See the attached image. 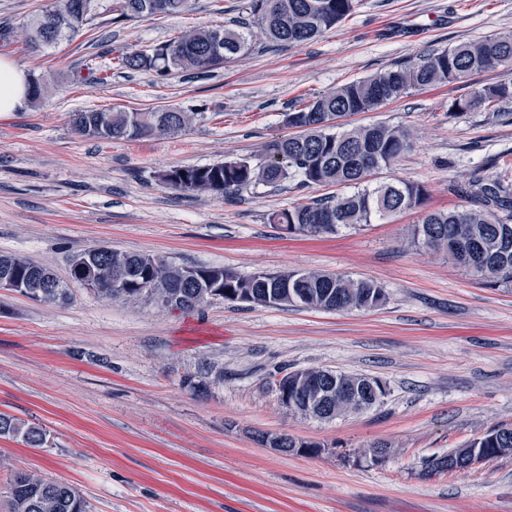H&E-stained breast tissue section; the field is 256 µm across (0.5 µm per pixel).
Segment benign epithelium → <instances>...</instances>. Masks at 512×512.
Segmentation results:
<instances>
[{
  "label": "benign epithelium",
  "mask_w": 512,
  "mask_h": 512,
  "mask_svg": "<svg viewBox=\"0 0 512 512\" xmlns=\"http://www.w3.org/2000/svg\"><path fill=\"white\" fill-rule=\"evenodd\" d=\"M379 384L380 380L377 378L336 373L323 368L282 372L273 381L278 398L287 405V411L312 415L323 420H332L372 407L366 397L369 390ZM284 438L286 435L283 433H269L266 435V445L281 454L323 452L321 448H283L281 444ZM390 453L391 450L387 447L363 448L353 455V462L380 464ZM455 454L457 472L470 471L487 461V455L482 448L465 445L455 449Z\"/></svg>",
  "instance_id": "7a95c632"
}]
</instances>
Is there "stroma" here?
I'll use <instances>...</instances> for the list:
<instances>
[{
	"mask_svg": "<svg viewBox=\"0 0 512 512\" xmlns=\"http://www.w3.org/2000/svg\"><path fill=\"white\" fill-rule=\"evenodd\" d=\"M52 0H0V56L54 79L37 107L0 113V254L68 274V256L109 246L182 266L322 271L380 283L373 311L270 308L216 301L190 312L140 300L104 302L72 287L64 304L0 289V412L42 426L43 447L0 438V512L14 471L70 483L91 512H512V455L466 472L427 475L436 456L496 425L512 426V286L477 282L445 254L412 241L432 211L466 206L463 187L512 169V101L457 112L451 103L502 79L495 70L409 91L348 127L401 126L414 149L380 171L424 186L421 207L318 237L290 235L268 213L325 190L255 185L235 198L174 192L173 166L259 158L289 134L299 100L400 62L512 34V0H356L318 39L251 50L192 78L114 69L149 48L245 17L249 0H191L188 12L116 22L95 0L75 39L40 55L25 23ZM108 72L104 84L73 79ZM177 107L195 112L175 136L84 139L71 113ZM211 367L201 394L183 385ZM319 367L387 385L373 409L325 422L287 412L271 386L281 371ZM285 433L323 446L283 455L257 442ZM382 443L380 465L355 450Z\"/></svg>",
	"mask_w": 512,
	"mask_h": 512,
	"instance_id": "1",
	"label": "stroma"
}]
</instances>
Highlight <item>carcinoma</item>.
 Segmentation results:
<instances>
[{
  "instance_id": "obj_1",
  "label": "carcinoma",
  "mask_w": 512,
  "mask_h": 512,
  "mask_svg": "<svg viewBox=\"0 0 512 512\" xmlns=\"http://www.w3.org/2000/svg\"><path fill=\"white\" fill-rule=\"evenodd\" d=\"M92 0H53L50 9L29 19L26 42L31 53L56 47L79 34L91 16ZM190 0H112L114 20L148 16H174L189 9ZM356 0H251L250 20L229 26L198 29L175 36L150 49L128 47L118 57L119 68L152 71L160 77L175 72L206 74L234 60L251 48L248 36L255 28L268 42L280 46L303 45L345 21ZM512 66V34L462 42L433 52L415 63H397L364 79L346 83L316 96L300 109L286 114L288 126L299 133L273 140L264 147V160L247 158L208 165L171 167L157 178L178 192L233 197L256 184L280 186L299 180L302 187L336 185L347 192L308 198L288 209L268 214L267 221L290 234H334L340 228L369 224L401 211L420 207L424 187L403 179L373 182L376 169L396 165L413 148L410 133L397 126L378 123L342 129L338 120L359 112H373L413 89L466 81L479 72ZM512 100V77L474 90L454 101L452 107L467 111L486 102ZM196 113L180 108L137 112L84 110L70 115L71 131L83 138L139 140L174 136L189 128ZM474 208L435 211L426 214L414 229L413 238L428 248L442 251L455 265L489 286L512 284V183L503 176L476 178L471 184ZM68 279H58L56 288L30 299L52 302L70 295L73 284L90 286L89 292L104 301L135 300L155 286L168 306L195 310L207 304L213 276H220V289L234 295L251 292L257 305H290L283 298H267L279 287L253 275L242 276L222 266H197L196 278L185 280L184 268L166 260L149 273L143 255L98 247L81 264L68 259ZM23 282L32 281L50 268L27 258L0 254V273ZM288 289L308 299V307L338 311L371 310L386 301L385 290L372 280L354 279L319 271H285ZM19 438L40 448L46 433L6 413H0V438ZM476 448H489L488 458L507 455L512 431H493L475 441ZM9 512H89L86 500L69 483L17 471L6 488Z\"/></svg>"
}]
</instances>
